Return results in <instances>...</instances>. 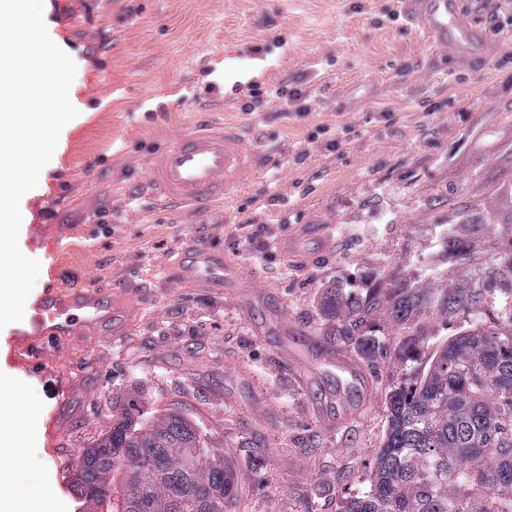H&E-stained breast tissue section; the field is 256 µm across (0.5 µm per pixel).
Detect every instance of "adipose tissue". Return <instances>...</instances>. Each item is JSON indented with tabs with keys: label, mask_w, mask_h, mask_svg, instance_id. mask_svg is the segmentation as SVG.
Listing matches in <instances>:
<instances>
[{
	"label": "adipose tissue",
	"mask_w": 512,
	"mask_h": 512,
	"mask_svg": "<svg viewBox=\"0 0 512 512\" xmlns=\"http://www.w3.org/2000/svg\"><path fill=\"white\" fill-rule=\"evenodd\" d=\"M16 396L9 381L0 382V512H31L27 497L8 491L13 480L12 463L24 450L19 436L21 423L14 407Z\"/></svg>",
	"instance_id": "obj_1"
}]
</instances>
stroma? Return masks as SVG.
Listing matches in <instances>:
<instances>
[{
	"mask_svg": "<svg viewBox=\"0 0 512 512\" xmlns=\"http://www.w3.org/2000/svg\"><path fill=\"white\" fill-rule=\"evenodd\" d=\"M44 18L77 66L79 115L20 203L19 246L41 263L30 297L63 268L67 284L136 309L121 335L59 349L34 373L0 330L28 444L14 492L80 512L79 458L136 394L234 459L231 512H339L365 488L402 339L388 336L374 364L352 353L361 391L337 399L318 357L323 286L398 256L422 279L475 275L436 256L449 214L512 184V25L466 64L434 50L398 0H45ZM280 87L311 94V112H289ZM204 118L246 124L269 167L197 213L131 200L150 157ZM345 126L349 140L327 148ZM200 244L236 266L234 281L192 264ZM475 321L420 316L418 364Z\"/></svg>",
	"mask_w": 512,
	"mask_h": 512,
	"instance_id": "obj_1",
	"label": "stroma"
}]
</instances>
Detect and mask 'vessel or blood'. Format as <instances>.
I'll return each mask as SVG.
<instances>
[{
  "instance_id": "obj_1",
  "label": "vessel or blood",
  "mask_w": 512,
  "mask_h": 512,
  "mask_svg": "<svg viewBox=\"0 0 512 512\" xmlns=\"http://www.w3.org/2000/svg\"><path fill=\"white\" fill-rule=\"evenodd\" d=\"M403 11L434 48L469 62L485 54L486 31L461 20L457 0H404ZM267 165L259 150L247 145L242 125L216 128L205 121L152 157L143 186L157 202L205 207L241 189ZM64 277L61 270L52 275L16 332L18 361L24 369L38 368L56 349L126 314L124 305L104 292L61 287Z\"/></svg>"
}]
</instances>
